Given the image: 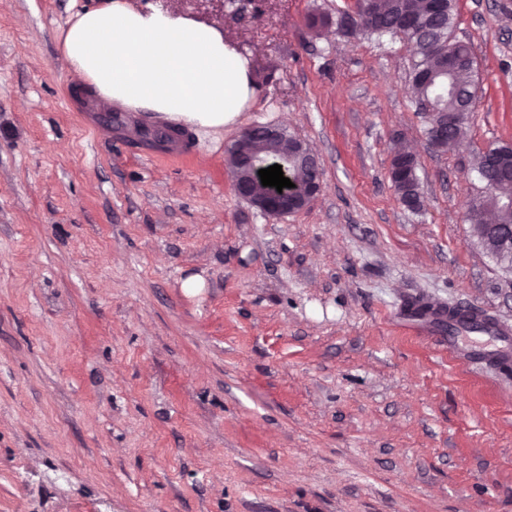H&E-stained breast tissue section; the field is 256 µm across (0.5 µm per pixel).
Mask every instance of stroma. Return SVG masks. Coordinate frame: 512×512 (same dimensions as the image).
I'll use <instances>...</instances> for the list:
<instances>
[{"instance_id": "1", "label": "stroma", "mask_w": 512, "mask_h": 512, "mask_svg": "<svg viewBox=\"0 0 512 512\" xmlns=\"http://www.w3.org/2000/svg\"><path fill=\"white\" fill-rule=\"evenodd\" d=\"M92 2L0 0V512H512V371L405 322L420 297L512 327L466 219L474 157L512 145V0H456L478 89L448 152L406 42L309 29L348 0H148L223 27L261 80L235 127L132 149L68 101L61 36ZM256 124L317 157L304 211L236 195L227 150ZM390 178L402 202L409 208H416L420 199L417 162L403 145L398 144L394 147Z\"/></svg>"}]
</instances>
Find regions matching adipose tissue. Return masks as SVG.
<instances>
[{
    "label": "adipose tissue",
    "instance_id": "1",
    "mask_svg": "<svg viewBox=\"0 0 512 512\" xmlns=\"http://www.w3.org/2000/svg\"><path fill=\"white\" fill-rule=\"evenodd\" d=\"M62 54L97 105L203 128L234 125L257 92L247 57L222 29L134 0H96L79 12Z\"/></svg>",
    "mask_w": 512,
    "mask_h": 512
}]
</instances>
